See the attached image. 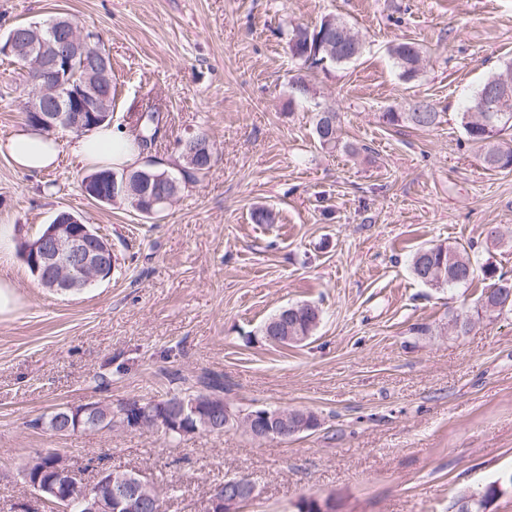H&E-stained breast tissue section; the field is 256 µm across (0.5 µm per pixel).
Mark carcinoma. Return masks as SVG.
<instances>
[{
  "label": "carcinoma",
  "mask_w": 512,
  "mask_h": 512,
  "mask_svg": "<svg viewBox=\"0 0 512 512\" xmlns=\"http://www.w3.org/2000/svg\"><path fill=\"white\" fill-rule=\"evenodd\" d=\"M288 50L294 60L308 69L337 68L356 60L362 53L363 40L359 33L346 21L338 17H325L320 23L296 26L288 32ZM391 57L400 70L401 77L411 80L416 77L421 61L420 48L409 42H402L391 49ZM498 80L512 81V60L503 62L492 73L476 93L467 101L462 112V126L466 138L482 151L484 164L493 169L512 167V148L502 146L504 136L512 133V98L486 100L481 96L487 85ZM440 113L424 101L416 103L408 112H384L382 120L388 125L408 123L418 129H430L439 124ZM160 113L147 110L135 115L132 120L134 139L143 150L156 145L160 130ZM315 134L323 147L335 148L340 143L338 114L317 109ZM210 168L208 156H195L183 169L189 180L205 173ZM410 269L413 276L431 288H455L464 286L474 277L476 267L467 250L450 245L433 244L423 246L411 255ZM484 274L493 277L496 271L489 266ZM498 276V275H496ZM512 309V281L505 275L498 276V282L476 299L472 312H463L452 317L453 327L459 332L469 329L473 320L498 316ZM292 317L291 336L303 341L313 335L320 320V310L310 303L288 306ZM208 392L195 395L198 404L217 403L224 393V383L212 379L207 383ZM497 497L496 488L488 484L483 488L461 491L455 502L456 512H484L487 504Z\"/></svg>",
  "instance_id": "obj_1"
}]
</instances>
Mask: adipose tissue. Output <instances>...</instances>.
I'll use <instances>...</instances> for the list:
<instances>
[{
	"instance_id": "obj_1",
	"label": "adipose tissue",
	"mask_w": 512,
	"mask_h": 512,
	"mask_svg": "<svg viewBox=\"0 0 512 512\" xmlns=\"http://www.w3.org/2000/svg\"><path fill=\"white\" fill-rule=\"evenodd\" d=\"M15 165L22 170L55 168L61 151L71 159L92 169L132 167L137 165L140 150L133 137L113 126H101L92 133L71 136L67 142L23 128L0 144Z\"/></svg>"
}]
</instances>
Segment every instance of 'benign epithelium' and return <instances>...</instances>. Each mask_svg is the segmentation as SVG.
<instances>
[{
	"label": "benign epithelium",
	"mask_w": 512,
	"mask_h": 512,
	"mask_svg": "<svg viewBox=\"0 0 512 512\" xmlns=\"http://www.w3.org/2000/svg\"><path fill=\"white\" fill-rule=\"evenodd\" d=\"M69 37L63 41L42 36L41 26L33 24L24 38L9 35L0 40L1 56H22L31 60L29 76V112L32 123L39 129L49 131L61 126L74 133H82L105 117L101 105L105 96L97 91L104 83L108 65L101 64L87 71L89 84H80L69 90L68 99L50 107L48 93L54 92L64 82V74L70 72L72 60L80 54V47L89 44L86 33L78 31L68 23ZM160 178L146 171L134 176L124 175L117 180L115 175H93L86 180L89 191L99 200L108 201L105 184L112 192H120L138 201L146 199ZM32 264L36 272L52 269V275L41 283L58 292H72L88 287L111 275L108 255L113 253L110 241L91 242V232L82 220L63 210L52 221V227L33 246ZM123 405L129 415V427L142 428L151 425L158 430L176 431L181 434L198 430L193 421L199 417L211 424L208 416L198 410L193 399L177 397L157 401L149 407L141 406L136 399H128ZM99 404L95 401L70 407L63 415L64 431H87L97 419ZM248 431L256 439H286L302 431L313 430L318 420H309L306 413L288 415L267 409H257L246 419ZM33 468L25 470V478L34 492V498L20 503L18 512H40L55 502L69 506L78 503L81 512H149L156 501L151 485L136 473L103 470L89 485L83 474L71 468L66 458L59 459L52 467L53 476L44 473L31 476ZM255 486L247 479H239L213 490L206 512H238L241 502L255 496Z\"/></svg>",
	"instance_id": "benign-epithelium-1"
}]
</instances>
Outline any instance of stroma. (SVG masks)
<instances>
[{"instance_id": "stroma-1", "label": "stroma", "mask_w": 512, "mask_h": 512, "mask_svg": "<svg viewBox=\"0 0 512 512\" xmlns=\"http://www.w3.org/2000/svg\"><path fill=\"white\" fill-rule=\"evenodd\" d=\"M330 15L359 31L362 55L301 68L288 29ZM59 16L99 33L112 58L113 125L149 102L164 125L153 160L181 164L178 143L194 134L215 154L148 217L88 198L87 171L69 156L27 172L0 152V224L15 239L64 209L118 257L109 278L71 294L44 288L18 253L0 262L14 300L0 315V512L29 496L18 472L50 448L89 482L103 468L146 476L162 512H203L231 476L256 485L241 512H296L303 497L342 512H448L461 489L511 474L512 313L456 332L449 319L492 278L431 288L409 259L470 245L479 265L512 278V168H486L460 118L512 57V0H0V35ZM399 42L424 55L410 81L390 56ZM294 76L314 103L294 101ZM26 100L25 76L0 56V142L26 127ZM417 100L440 124L382 121ZM318 104L338 112L340 147L318 143ZM258 207L273 223L253 222ZM304 302L322 312L312 337L263 339L270 316ZM208 377L237 413L307 409L321 425L261 441L239 423L173 441L119 424L48 427L66 406L193 394Z\"/></svg>"}]
</instances>
